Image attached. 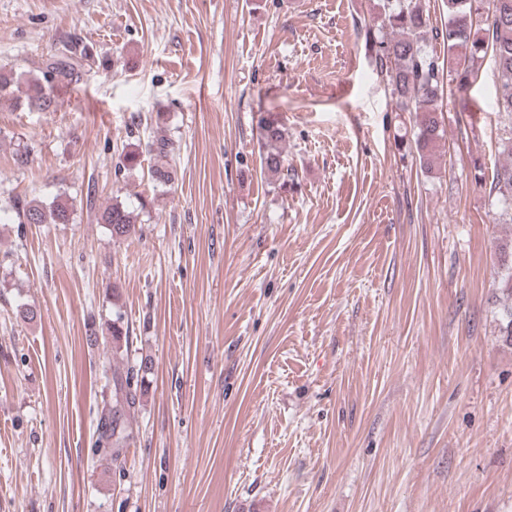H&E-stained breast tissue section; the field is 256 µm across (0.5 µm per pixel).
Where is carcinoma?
<instances>
[{
  "instance_id": "cac0c4a2",
  "label": "carcinoma",
  "mask_w": 512,
  "mask_h": 512,
  "mask_svg": "<svg viewBox=\"0 0 512 512\" xmlns=\"http://www.w3.org/2000/svg\"><path fill=\"white\" fill-rule=\"evenodd\" d=\"M448 13V23L442 29L428 28L421 0H383L380 28H363L366 51L370 54L377 74L387 81L395 111L415 114L413 142L422 169L435 167L437 152L444 135L442 99L444 81L459 87L470 85L481 76L486 57H491L497 72L498 88L495 106L512 117V0H442ZM441 41L448 55V65L430 49L431 41ZM92 45L72 42L63 46L35 77L24 78L13 70L0 68V99L13 101L18 108L30 112H54L57 98L54 90L78 84L84 63L94 59ZM26 81L25 96L15 95L21 81ZM284 128L275 121H262L259 143L264 169L280 175L285 171L282 143ZM501 153L508 161L496 168L489 194L501 212L512 213V136L500 143ZM147 153L154 158L150 168L154 182L165 185L172 181V171L166 167L171 152L169 140L155 136L146 143ZM20 224H67L70 206L61 198L46 204L35 198L16 207ZM137 216L121 203L105 207L98 223L107 226L111 237L125 239L135 231ZM500 289L507 300L503 307V333L512 336V265L502 269ZM112 351L118 352L129 344V330L124 328L121 315L112 320ZM154 371L149 356L140 358L123 372H112L106 378L109 398L97 426V451L108 457L118 474L125 470L124 450L136 442L132 415L146 391L147 376Z\"/></svg>"
}]
</instances>
